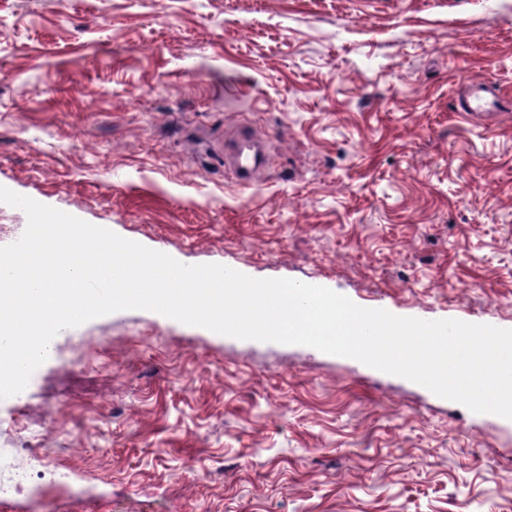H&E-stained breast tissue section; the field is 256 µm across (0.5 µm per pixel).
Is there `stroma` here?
I'll return each mask as SVG.
<instances>
[{"label":"stroma","instance_id":"35a3bbf8","mask_svg":"<svg viewBox=\"0 0 512 512\" xmlns=\"http://www.w3.org/2000/svg\"><path fill=\"white\" fill-rule=\"evenodd\" d=\"M496 113L461 118L464 83ZM269 145L224 176V134ZM0 186L187 265L512 329V0H0ZM0 512H512V420L147 310L61 330ZM270 164V154L256 140L248 126L224 137V172L237 186H253ZM39 444L23 442L20 448H8L2 452L0 448V467L10 471L7 483H0V494L12 493L25 495H41L49 487L64 486L72 482V473L67 470L35 467L28 460L38 456ZM25 458V463L19 459Z\"/></svg>","mask_w":512,"mask_h":512}]
</instances>
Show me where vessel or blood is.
Segmentation results:
<instances>
[{"instance_id":"obj_1","label":"vessel or blood","mask_w":512,"mask_h":512,"mask_svg":"<svg viewBox=\"0 0 512 512\" xmlns=\"http://www.w3.org/2000/svg\"><path fill=\"white\" fill-rule=\"evenodd\" d=\"M269 163V153L249 127H239L225 136L224 172L235 185L243 188L253 186Z\"/></svg>"}]
</instances>
